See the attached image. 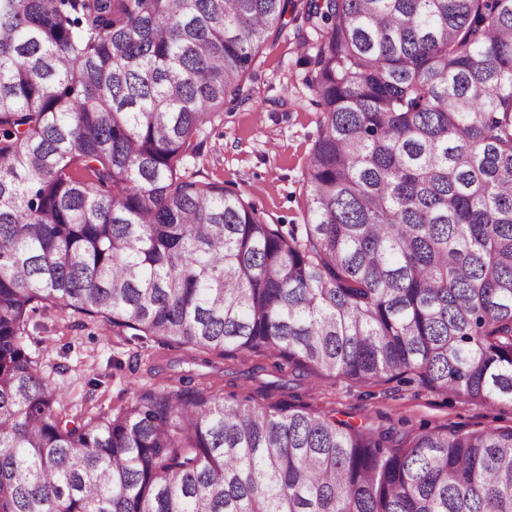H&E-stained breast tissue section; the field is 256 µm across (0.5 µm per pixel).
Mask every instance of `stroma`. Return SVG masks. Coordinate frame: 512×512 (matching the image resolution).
Masks as SVG:
<instances>
[{"mask_svg":"<svg viewBox=\"0 0 512 512\" xmlns=\"http://www.w3.org/2000/svg\"><path fill=\"white\" fill-rule=\"evenodd\" d=\"M318 38L299 19L261 47L246 80V97L204 128L201 151L185 161L184 175L223 184L254 203L269 223H304V173L319 134L304 58L313 54ZM37 321L31 351L42 358L59 400L73 414L111 411L131 401L136 391L159 385L144 360L163 363L176 355L153 339L103 333L100 324L74 313L52 309ZM304 402L311 410L374 428L512 426L511 403H467L409 376L369 386L326 378Z\"/></svg>","mask_w":512,"mask_h":512,"instance_id":"obj_1","label":"stroma"}]
</instances>
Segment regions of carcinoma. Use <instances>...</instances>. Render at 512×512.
<instances>
[{
	"label": "carcinoma",
	"instance_id": "1",
	"mask_svg": "<svg viewBox=\"0 0 512 512\" xmlns=\"http://www.w3.org/2000/svg\"><path fill=\"white\" fill-rule=\"evenodd\" d=\"M299 17L285 229L181 168ZM51 308L269 380L67 414L27 345ZM290 371L512 403V0H0V512H512V427L355 425Z\"/></svg>",
	"mask_w": 512,
	"mask_h": 512
}]
</instances>
